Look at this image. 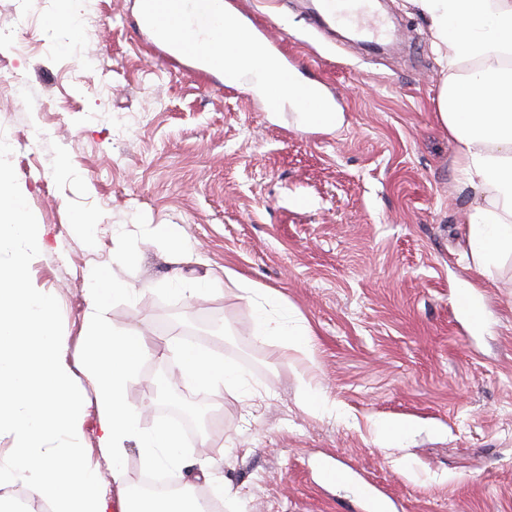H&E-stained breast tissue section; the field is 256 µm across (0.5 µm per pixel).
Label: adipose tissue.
I'll use <instances>...</instances> for the list:
<instances>
[{
    "mask_svg": "<svg viewBox=\"0 0 512 512\" xmlns=\"http://www.w3.org/2000/svg\"><path fill=\"white\" fill-rule=\"evenodd\" d=\"M413 2L428 21L434 51L448 72L436 117L454 145L461 181L480 195L468 216L467 236L485 272L512 254V67L502 63L512 55V0ZM466 60L478 61V68L458 73ZM32 235L24 196L0 177V254L11 256L9 266H0V426L14 433L9 457L0 460V489L22 479L23 512H35L43 503L52 512H205L191 481L178 495L147 502L132 496L116 504L104 490L80 442L87 401L95 403L97 443L116 484L125 481L127 446L140 449L144 468L158 469L182 461V443L165 425L142 430L137 409L125 399L148 346L138 332L112 334L101 312L110 299L129 298L131 288L93 270L82 361L79 370H72L65 358L66 338L53 325L54 295L27 281ZM244 296L254 310V336L308 344V329L289 327L293 311L288 305L274 315L267 309L274 298L264 289L245 288ZM166 350L183 380L238 395L239 370L211 350L173 342ZM80 375L85 378L81 385L76 382Z\"/></svg>",
    "mask_w": 512,
    "mask_h": 512,
    "instance_id": "obj_1",
    "label": "adipose tissue"
}]
</instances>
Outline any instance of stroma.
<instances>
[{
  "mask_svg": "<svg viewBox=\"0 0 512 512\" xmlns=\"http://www.w3.org/2000/svg\"><path fill=\"white\" fill-rule=\"evenodd\" d=\"M268 29L294 73L344 115L333 131L269 113L252 91L158 53L139 36L140 0H31L20 28L0 0V175L24 191L43 232L27 269L56 299L66 359L82 356L90 273L134 287L103 318L156 348L203 317L200 346L238 367L237 400L184 384L203 422L186 455L219 448L232 496L225 512H512V258L481 275L464 234L478 192L461 188L436 119L446 73L411 0H381L392 46L373 54L318 29L305 0H229ZM70 10L74 26H49ZM31 42L16 53L17 41ZM84 215L96 231L74 224ZM130 261L112 260L113 239ZM232 269L276 292L312 333L309 348L257 340L236 284L220 295L160 289ZM471 289L472 325L456 295ZM175 369L141 361L126 397L149 430L163 424L159 381ZM344 419L305 405L302 381ZM408 422L385 448L378 422ZM349 472L332 483L325 468Z\"/></svg>",
  "mask_w": 512,
  "mask_h": 512,
  "instance_id": "obj_1",
  "label": "stroma"
}]
</instances>
